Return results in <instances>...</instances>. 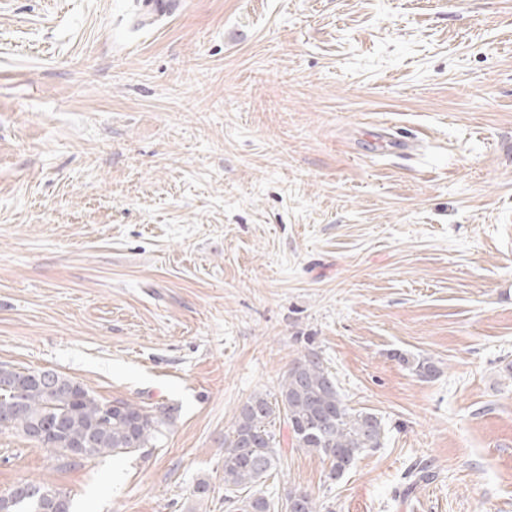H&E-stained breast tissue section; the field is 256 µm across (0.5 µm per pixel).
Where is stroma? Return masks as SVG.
I'll return each mask as SVG.
<instances>
[{
	"instance_id": "1",
	"label": "stroma",
	"mask_w": 512,
	"mask_h": 512,
	"mask_svg": "<svg viewBox=\"0 0 512 512\" xmlns=\"http://www.w3.org/2000/svg\"><path fill=\"white\" fill-rule=\"evenodd\" d=\"M147 2L0 0V364L173 419L68 467L2 433L0 493L229 512L224 438L311 346L386 438L332 480L275 420L272 504L512 512V0ZM284 509L286 512H319L315 499L298 489L288 491Z\"/></svg>"
}]
</instances>
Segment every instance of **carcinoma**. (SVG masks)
<instances>
[{
	"label": "carcinoma",
	"mask_w": 512,
	"mask_h": 512,
	"mask_svg": "<svg viewBox=\"0 0 512 512\" xmlns=\"http://www.w3.org/2000/svg\"><path fill=\"white\" fill-rule=\"evenodd\" d=\"M27 371L0 364V433L35 439L34 446L67 467L72 448L88 449L85 459L118 456L152 448L165 436L171 411L146 410L124 401L103 402L82 383L60 373L54 382H22ZM288 423L299 447L331 463L329 478L340 479L364 452L381 446L385 424L371 412L351 409L319 351L307 348L284 375L271 401L258 393L242 406L224 439L225 499L237 512H271L262 493L240 491L259 483L276 463V442L269 430L275 416ZM29 493L5 500L6 512H49L57 501L71 503L59 489L23 482ZM285 512H319L308 493L288 491Z\"/></svg>",
	"instance_id": "obj_1"
}]
</instances>
